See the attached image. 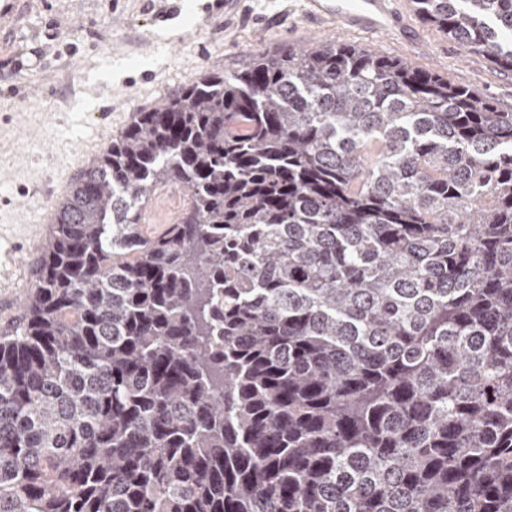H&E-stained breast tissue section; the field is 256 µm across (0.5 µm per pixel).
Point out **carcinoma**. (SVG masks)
<instances>
[{"instance_id": "1", "label": "carcinoma", "mask_w": 512, "mask_h": 512, "mask_svg": "<svg viewBox=\"0 0 512 512\" xmlns=\"http://www.w3.org/2000/svg\"><path fill=\"white\" fill-rule=\"evenodd\" d=\"M413 4L512 71V0ZM0 512H512V109L310 41L136 113L0 337ZM184 196L178 192H161L157 194L145 209L142 218L143 230L150 232L158 224H168L180 212Z\"/></svg>"}]
</instances>
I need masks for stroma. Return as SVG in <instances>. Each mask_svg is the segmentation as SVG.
I'll list each match as a JSON object with an SVG mask.
<instances>
[{
	"label": "stroma",
	"mask_w": 512,
	"mask_h": 512,
	"mask_svg": "<svg viewBox=\"0 0 512 512\" xmlns=\"http://www.w3.org/2000/svg\"><path fill=\"white\" fill-rule=\"evenodd\" d=\"M307 0H0V336L33 289L55 205L135 113L256 52L346 42L411 60L512 107V73L403 0L378 37L307 15Z\"/></svg>",
	"instance_id": "obj_1"
}]
</instances>
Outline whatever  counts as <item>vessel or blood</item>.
<instances>
[{
    "label": "vessel or blood",
    "mask_w": 512,
    "mask_h": 512,
    "mask_svg": "<svg viewBox=\"0 0 512 512\" xmlns=\"http://www.w3.org/2000/svg\"><path fill=\"white\" fill-rule=\"evenodd\" d=\"M309 14L317 19H333L348 29L380 34L396 23L392 0H309Z\"/></svg>",
    "instance_id": "vessel-or-blood-1"
}]
</instances>
